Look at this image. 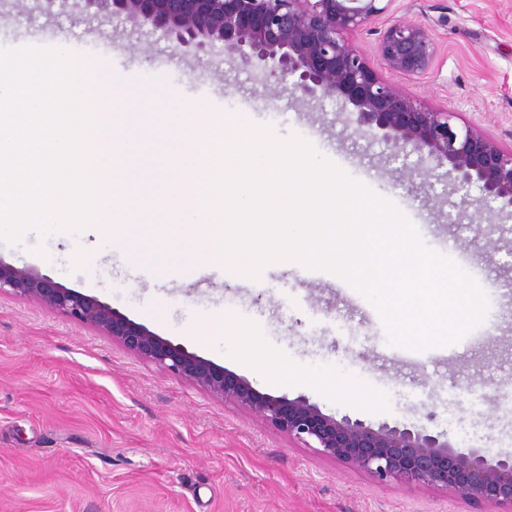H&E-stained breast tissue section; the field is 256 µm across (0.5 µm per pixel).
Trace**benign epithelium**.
<instances>
[{
  "label": "benign epithelium",
  "instance_id": "benign-epithelium-1",
  "mask_svg": "<svg viewBox=\"0 0 512 512\" xmlns=\"http://www.w3.org/2000/svg\"><path fill=\"white\" fill-rule=\"evenodd\" d=\"M397 0H79L107 22L131 21L187 53L220 43L254 81L293 89L311 99L339 97L360 129L381 132L397 160L415 154L434 163L456 192L478 187L499 203V221L512 219V148L478 126H457L454 113L430 110L384 78L350 36L395 12ZM384 69L422 76L437 54L432 29L395 20L379 32L375 47ZM29 298L120 343L129 351L234 403L288 439L363 471L380 482L422 485L453 492L490 507H512V455L489 460L477 449L453 447L426 428L382 424L373 428L336 418L307 399L262 393L119 314L108 304L63 288L30 268L0 260V295Z\"/></svg>",
  "mask_w": 512,
  "mask_h": 512
}]
</instances>
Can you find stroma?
I'll return each instance as SVG.
<instances>
[{"instance_id":"1","label":"stroma","mask_w":512,"mask_h":512,"mask_svg":"<svg viewBox=\"0 0 512 512\" xmlns=\"http://www.w3.org/2000/svg\"><path fill=\"white\" fill-rule=\"evenodd\" d=\"M396 18L432 27L431 69L395 84L430 109H448L512 145V0H398ZM47 46L78 59L109 58L126 81L162 76L168 95L300 136L323 158L425 229V243L490 288L491 320L459 343L396 355L381 322L357 307L333 272L296 261L259 278L170 272L94 226L78 235L28 232L0 241V260L32 267L62 287L109 304L130 320L247 380L303 397L323 413L376 427H427L488 459L512 454V234L469 245V225L492 206L477 189L448 194L429 165L402 174L375 132L357 129L333 100L272 88L233 68L223 46L194 55L131 22L91 20L75 0L51 10L0 0V49ZM44 245L39 256L32 249ZM232 329L206 341V322ZM288 365L281 382L244 363L238 327ZM363 379L372 398L344 396ZM456 494L381 483L291 442L235 404L128 351L111 337L10 294L0 296V512H478Z\"/></svg>"}]
</instances>
